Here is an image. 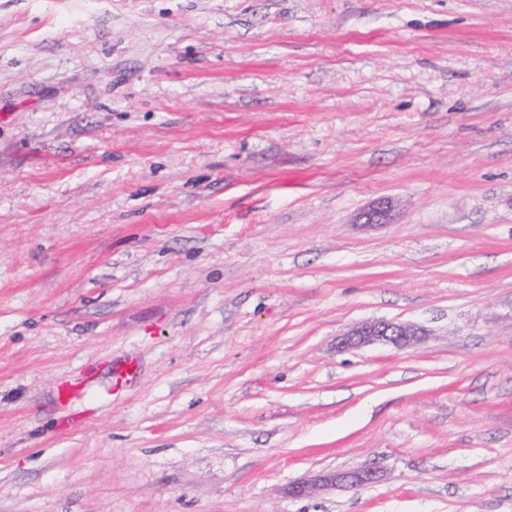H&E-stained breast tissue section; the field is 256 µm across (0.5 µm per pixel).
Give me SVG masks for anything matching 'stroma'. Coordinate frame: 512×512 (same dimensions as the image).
Instances as JSON below:
<instances>
[{
	"mask_svg": "<svg viewBox=\"0 0 512 512\" xmlns=\"http://www.w3.org/2000/svg\"><path fill=\"white\" fill-rule=\"evenodd\" d=\"M0 512H512V0H0ZM420 333V329L410 323L386 320L364 321L352 326L342 335L338 348H358L379 343L406 348L420 341ZM378 472L372 468H357L336 472L326 477L321 483H299L293 487L296 497H307L313 491L325 490L330 486H342L346 488H359L375 483L378 480Z\"/></svg>",
	"mask_w": 512,
	"mask_h": 512,
	"instance_id": "obj_1",
	"label": "stroma"
}]
</instances>
